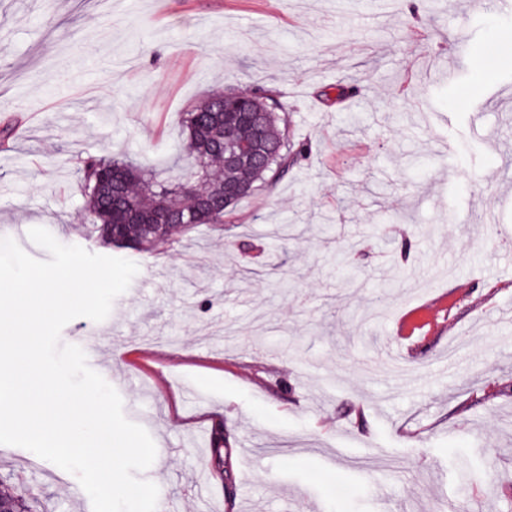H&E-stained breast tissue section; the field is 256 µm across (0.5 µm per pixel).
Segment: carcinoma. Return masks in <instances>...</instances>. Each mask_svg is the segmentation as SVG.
Here are the masks:
<instances>
[{
    "label": "carcinoma",
    "instance_id": "carcinoma-1",
    "mask_svg": "<svg viewBox=\"0 0 512 512\" xmlns=\"http://www.w3.org/2000/svg\"><path fill=\"white\" fill-rule=\"evenodd\" d=\"M243 108L263 115L270 161L224 165V109ZM185 134L171 167L181 170L174 179H162L156 167L132 159L88 156L77 162L84 209L92 231L105 245L119 249L149 250L160 242L176 241L199 224H222L233 203H224L221 190L227 184L253 194L272 184L296 164L302 149L288 136V114L275 96L260 89L213 91L180 115ZM254 125L235 128V145L251 148ZM208 198L204 213L195 207Z\"/></svg>",
    "mask_w": 512,
    "mask_h": 512
}]
</instances>
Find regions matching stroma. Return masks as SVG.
Wrapping results in <instances>:
<instances>
[{"label": "stroma", "mask_w": 512, "mask_h": 512, "mask_svg": "<svg viewBox=\"0 0 512 512\" xmlns=\"http://www.w3.org/2000/svg\"><path fill=\"white\" fill-rule=\"evenodd\" d=\"M509 38L512 6L470 0H0V237L138 265L61 341L100 336L160 512H512V59L482 63ZM227 87L277 95L306 155L223 223L101 245L77 158L167 160ZM78 485L0 445L42 512H92Z\"/></svg>", "instance_id": "35a3bbf8"}]
</instances>
